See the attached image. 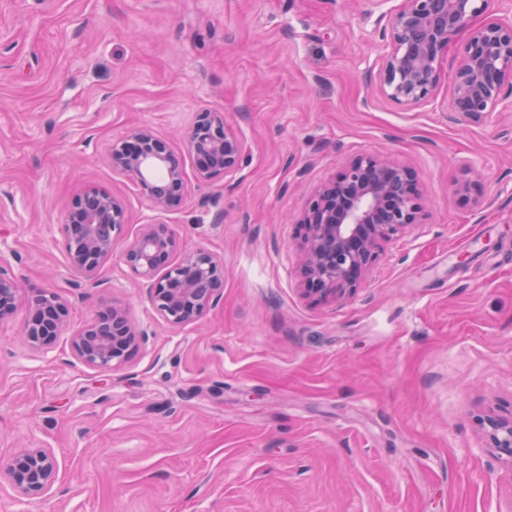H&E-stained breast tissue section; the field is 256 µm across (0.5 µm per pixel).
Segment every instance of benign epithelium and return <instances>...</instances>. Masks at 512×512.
Returning a JSON list of instances; mask_svg holds the SVG:
<instances>
[{"mask_svg":"<svg viewBox=\"0 0 512 512\" xmlns=\"http://www.w3.org/2000/svg\"><path fill=\"white\" fill-rule=\"evenodd\" d=\"M505 0H402L381 15L382 37L392 44L377 75L370 76L376 96L408 107L431 103L440 82L441 58L457 37L458 47L451 111L475 121L512 112V16L500 15ZM198 176L234 177L242 142L218 112H201L188 138ZM112 171L140 187L150 208L171 211L186 187L182 162L151 128L134 129L110 145ZM422 183L407 165L378 152L353 157L325 181L299 215L301 262L298 287L315 301L339 299L366 279L384 243L424 223ZM124 202L90 188L78 195L65 215L61 233L71 268L91 279L103 262L124 243L121 260L147 285L158 315L172 326L201 317L223 297L224 262L197 249L171 262L179 241L169 225L148 222L124 241ZM26 303L30 318L24 336L34 350L51 347L66 326L68 302L51 289L23 297L9 259L0 254V318ZM140 334L119 305L96 315L71 337V349L84 365L110 372L138 351ZM494 447L512 456V417L489 420ZM18 494L35 498L55 481L57 460L47 448H27L7 464Z\"/></svg>","mask_w":512,"mask_h":512,"instance_id":"benign-epithelium-1","label":"benign epithelium"}]
</instances>
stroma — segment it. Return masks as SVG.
<instances>
[{
    "mask_svg": "<svg viewBox=\"0 0 512 512\" xmlns=\"http://www.w3.org/2000/svg\"><path fill=\"white\" fill-rule=\"evenodd\" d=\"M378 15L369 0H0V253L26 292L70 304L43 351L26 306L0 318V462L47 448L59 467L33 500L0 469V512H512V457L487 424L512 416V112L448 111L453 45L431 104L375 97ZM204 111L242 140L234 178L197 175ZM144 125L187 175L160 216L106 158ZM374 149L418 173L426 222L352 295L306 299L296 220ZM89 187L124 201L126 239L156 217L181 250L221 257L223 299L172 327L118 257L91 280L70 269L60 225ZM115 304L143 339L100 372L70 339Z\"/></svg>",
    "mask_w": 512,
    "mask_h": 512,
    "instance_id": "stroma-1",
    "label": "stroma"
}]
</instances>
